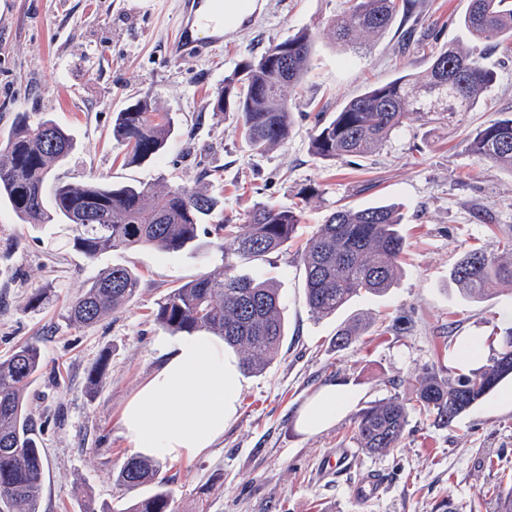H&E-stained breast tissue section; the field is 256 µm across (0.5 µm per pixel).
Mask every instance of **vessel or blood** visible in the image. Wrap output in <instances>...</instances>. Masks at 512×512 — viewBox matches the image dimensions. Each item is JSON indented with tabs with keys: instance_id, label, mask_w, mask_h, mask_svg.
<instances>
[{
	"instance_id": "b4317fda",
	"label": "vessel or blood",
	"mask_w": 512,
	"mask_h": 512,
	"mask_svg": "<svg viewBox=\"0 0 512 512\" xmlns=\"http://www.w3.org/2000/svg\"><path fill=\"white\" fill-rule=\"evenodd\" d=\"M223 42L224 0H184L183 19L169 45L170 55H202Z\"/></svg>"
}]
</instances>
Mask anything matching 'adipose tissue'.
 I'll use <instances>...</instances> for the list:
<instances>
[{
	"instance_id": "obj_1",
	"label": "adipose tissue",
	"mask_w": 512,
	"mask_h": 512,
	"mask_svg": "<svg viewBox=\"0 0 512 512\" xmlns=\"http://www.w3.org/2000/svg\"><path fill=\"white\" fill-rule=\"evenodd\" d=\"M242 391L238 361L223 340L201 331L166 344L163 363L128 399L121 426L134 453L155 460L197 456L224 436ZM358 398L345 384L322 388L303 407L298 427L314 435Z\"/></svg>"
}]
</instances>
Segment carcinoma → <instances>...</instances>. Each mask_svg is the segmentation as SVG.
Instances as JSON below:
<instances>
[{
    "mask_svg": "<svg viewBox=\"0 0 512 512\" xmlns=\"http://www.w3.org/2000/svg\"><path fill=\"white\" fill-rule=\"evenodd\" d=\"M349 2L329 29L330 39L340 46L384 32L399 8V0ZM461 25L473 45H450L434 56L425 74L407 73L346 100L316 125L313 155L325 160L361 157L384 144L412 114L455 118L473 111L496 81V72L483 63L479 42L491 36L512 40V5L508 0H470ZM311 52V34L300 29L224 76L215 108L236 117L234 131L252 150L263 152L288 137L293 122L288 92L304 82ZM173 132L168 114L156 111L146 98L118 112L112 128L132 163L156 158ZM74 148L72 134L54 119L19 113L0 142V201L25 224L41 227L57 220L67 225L73 249L90 260L135 247L168 253L225 250L224 264L171 289L158 303L155 320L173 335L206 330L221 336L245 353L243 370L263 371L285 336L281 296L272 279L237 274L232 258L259 259L281 250L300 223L299 207L257 204L243 224H207L220 199L206 190L114 186L98 179L76 186L51 176ZM469 150L512 172V116L471 134ZM399 224L397 207L379 205L340 207L318 226L300 255L306 301L316 317L336 313L356 296L381 295L391 288L406 248ZM202 235L207 242L200 241ZM452 278L466 297L483 300L499 282L512 286V265H504L497 253L474 248L456 264ZM139 284L134 269L108 267L70 303L66 319L77 327L94 325L127 303ZM42 367L41 351L32 344L0 357V507L9 512H38L43 461L24 393ZM508 378L512 332L488 364L446 377L426 371L412 397H392L362 409L354 437L367 452L385 454L400 447L410 411L423 410L438 425L448 426ZM160 467L158 461L133 456L119 470L116 481L125 488L156 486L128 512H174L173 491L156 480Z\"/></svg>",
    "mask_w": 512,
    "mask_h": 512,
    "instance_id": "obj_1",
    "label": "carcinoma"
}]
</instances>
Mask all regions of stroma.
<instances>
[{
	"label": "stroma",
	"instance_id": "35a3bbf8",
	"mask_svg": "<svg viewBox=\"0 0 512 512\" xmlns=\"http://www.w3.org/2000/svg\"><path fill=\"white\" fill-rule=\"evenodd\" d=\"M412 3L411 14L397 15L383 34L342 47L328 28L347 0H258L223 47L174 58L166 45L180 26L181 0H0V140L18 113H49L77 143L59 169L68 182L197 186L219 194L224 218L236 224L254 205L287 207L303 188L319 190L283 250L238 267L276 281L286 334L263 372L243 373L238 412L223 439L200 456L163 461L176 512H442L444 502L455 512H498L500 496L512 490V406L499 405L498 392L448 426L411 413L401 447L384 455L366 453L353 437L358 409L410 396L425 371L463 368V340H481L491 356L512 330V288L476 302L451 277L466 252L512 233V173L467 147L470 134L512 113V43L487 55L497 79L473 111L451 121L409 116L362 158L321 160L311 152L315 124L345 100L421 74L433 53L468 43L459 20L469 0ZM301 29L312 33L314 48L302 87L288 96L290 133L255 154L235 135L234 119L215 110V97L237 64ZM141 97L168 113L175 130L157 160L139 164L127 161L112 120ZM390 203L401 209L407 241L396 284L382 296L353 298L335 315L314 316L300 263L306 240L340 206ZM221 262L215 249L203 258L150 247L90 260L73 250L64 225L37 229L0 205V356L26 343L43 356L24 399L42 443L39 512H84L89 502L96 512H128L151 493L148 485L116 482L131 455L121 410L171 338L153 317L157 302ZM115 263L139 273L136 295L93 326L65 322L68 302ZM38 288L50 295L33 310L29 298ZM352 322L362 324L361 334L337 348V329ZM97 369L103 375L91 394L88 378ZM335 381L357 390L355 408L316 435L301 433L303 406ZM341 448L350 454L348 474H325L324 459ZM370 474L383 489L356 498L354 484Z\"/></svg>",
	"mask_w": 512,
	"mask_h": 512
}]
</instances>
